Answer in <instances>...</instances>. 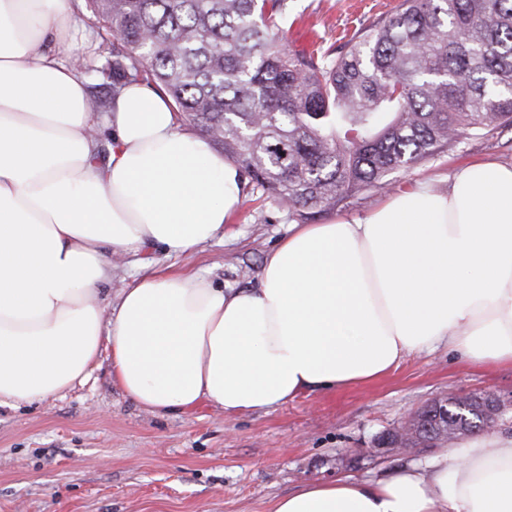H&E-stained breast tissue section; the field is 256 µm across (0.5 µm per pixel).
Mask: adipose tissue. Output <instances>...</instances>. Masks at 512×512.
<instances>
[{
    "label": "adipose tissue",
    "mask_w": 512,
    "mask_h": 512,
    "mask_svg": "<svg viewBox=\"0 0 512 512\" xmlns=\"http://www.w3.org/2000/svg\"><path fill=\"white\" fill-rule=\"evenodd\" d=\"M80 2L0 0V407L64 396L105 350L114 382L157 415L265 411L442 345L512 366V165L495 161L361 218L291 225L258 287L168 265L103 302L116 260L223 239L244 175L152 84L92 111L67 40ZM270 512H512V435L373 482H310Z\"/></svg>",
    "instance_id": "ef3b65f1"
}]
</instances>
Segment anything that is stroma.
Returning <instances> with one entry per match:
<instances>
[{
  "instance_id": "35a3bbf8",
  "label": "stroma",
  "mask_w": 512,
  "mask_h": 512,
  "mask_svg": "<svg viewBox=\"0 0 512 512\" xmlns=\"http://www.w3.org/2000/svg\"><path fill=\"white\" fill-rule=\"evenodd\" d=\"M399 2L286 0L278 24L292 51L339 52ZM79 17L71 40L79 58L92 61L84 78L102 95L108 79L104 59L94 55L98 24L89 9ZM487 160L512 165V126L460 137L447 151L392 174L390 188L359 193L315 221L365 215L420 183L442 190L450 172ZM287 229L286 210L248 187L223 241L176 263L217 285L252 288ZM472 392L512 401V368L474 366L443 345L375 382L307 392L265 412L227 416L203 404L161 416L123 394L104 353L65 397L0 408V512H269L275 498L312 480L378 478L426 463L433 448L402 453L383 446V438L429 401Z\"/></svg>"
}]
</instances>
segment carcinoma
Wrapping results in <instances>:
<instances>
[{
  "label": "carcinoma",
  "instance_id": "obj_1",
  "mask_svg": "<svg viewBox=\"0 0 512 512\" xmlns=\"http://www.w3.org/2000/svg\"><path fill=\"white\" fill-rule=\"evenodd\" d=\"M101 24L109 90L146 80L253 189L297 224L448 149L512 125V0H402L391 16L318 61L288 49L285 0H87ZM448 402V421L482 430Z\"/></svg>",
  "mask_w": 512,
  "mask_h": 512
}]
</instances>
